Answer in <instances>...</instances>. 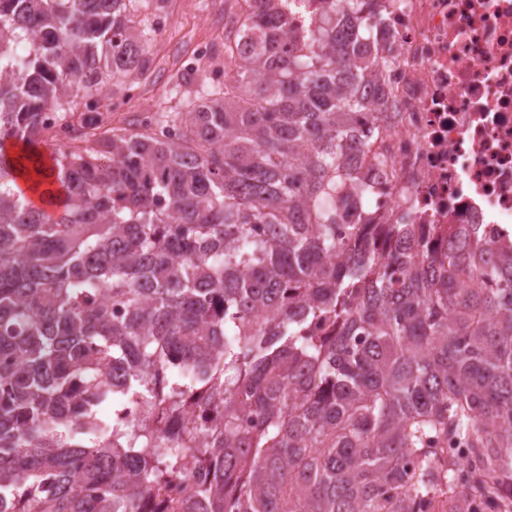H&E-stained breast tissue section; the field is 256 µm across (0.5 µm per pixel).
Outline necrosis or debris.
<instances>
[{"instance_id":"4bbe7bcc","label":"necrosis or debris","mask_w":512,"mask_h":512,"mask_svg":"<svg viewBox=\"0 0 512 512\" xmlns=\"http://www.w3.org/2000/svg\"><path fill=\"white\" fill-rule=\"evenodd\" d=\"M385 92L359 115L346 169L372 194L341 224L512 229V0H372Z\"/></svg>"}]
</instances>
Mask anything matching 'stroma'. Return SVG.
I'll return each instance as SVG.
<instances>
[{
    "instance_id": "stroma-1",
    "label": "stroma",
    "mask_w": 512,
    "mask_h": 512,
    "mask_svg": "<svg viewBox=\"0 0 512 512\" xmlns=\"http://www.w3.org/2000/svg\"><path fill=\"white\" fill-rule=\"evenodd\" d=\"M232 5V0H195L188 8L183 0H165L162 15L151 23L149 69L139 81L146 100L155 108L193 101L203 79L223 67L224 37L234 17ZM201 40L214 42V55L201 62L199 71L184 74L182 62ZM179 73L184 80L175 93L171 78Z\"/></svg>"
}]
</instances>
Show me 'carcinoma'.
Listing matches in <instances>:
<instances>
[{"label":"carcinoma","instance_id":"obj_1","mask_svg":"<svg viewBox=\"0 0 512 512\" xmlns=\"http://www.w3.org/2000/svg\"><path fill=\"white\" fill-rule=\"evenodd\" d=\"M241 1L224 86L132 133L75 115L82 80L135 83L165 0H0V512H190L181 482L202 512H432L450 437L473 490L512 472V246L336 223L382 18L337 0L300 45L312 0ZM48 108L78 142L49 210L19 186Z\"/></svg>","mask_w":512,"mask_h":512}]
</instances>
